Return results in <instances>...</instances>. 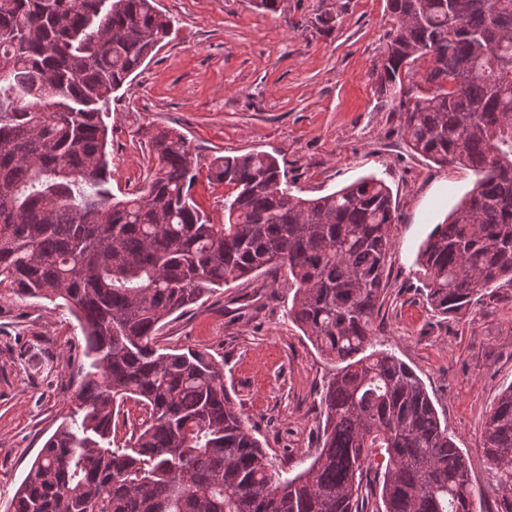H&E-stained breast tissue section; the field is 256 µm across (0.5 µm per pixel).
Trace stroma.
<instances>
[{
	"label": "stroma",
	"instance_id": "35a3bbf8",
	"mask_svg": "<svg viewBox=\"0 0 512 512\" xmlns=\"http://www.w3.org/2000/svg\"><path fill=\"white\" fill-rule=\"evenodd\" d=\"M171 33L112 96L110 186L138 191L155 166L147 134L183 136L198 171L191 192L211 223L224 221L230 188L209 180L219 155L264 151L295 194L316 198L363 177L383 179L396 208L388 283L374 341L421 378L448 433L470 459L476 512H498V474L482 455L484 422L512 385V283L482 290L442 315L426 301L423 241L476 181L461 165L414 153L400 130L398 97L377 73L393 20L386 0H155ZM286 270L258 273L167 319L165 345L209 352L224 384L273 463L297 468L318 446L320 394L336 365L288 310ZM78 322L64 301L0 298V512L46 439L69 413L82 355Z\"/></svg>",
	"mask_w": 512,
	"mask_h": 512
}]
</instances>
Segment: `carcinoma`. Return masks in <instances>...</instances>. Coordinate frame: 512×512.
I'll return each instance as SVG.
<instances>
[{"instance_id":"carcinoma-1","label":"carcinoma","mask_w":512,"mask_h":512,"mask_svg":"<svg viewBox=\"0 0 512 512\" xmlns=\"http://www.w3.org/2000/svg\"><path fill=\"white\" fill-rule=\"evenodd\" d=\"M387 8L378 88L401 94L403 137L477 175L420 252L428 304L453 313L512 283V0ZM171 27L153 0H0V295L64 300L85 358L70 421L13 512H364L378 456L384 512H474L469 459L414 371L372 343L395 223L383 180L307 199L270 153L216 156L209 176L232 192L212 224L185 141L167 129L148 140L146 186L112 193L103 109ZM283 267L289 317L342 364L320 398L321 445L298 472L273 465L218 361L159 341L170 316ZM483 454L512 512V385L489 410Z\"/></svg>"}]
</instances>
